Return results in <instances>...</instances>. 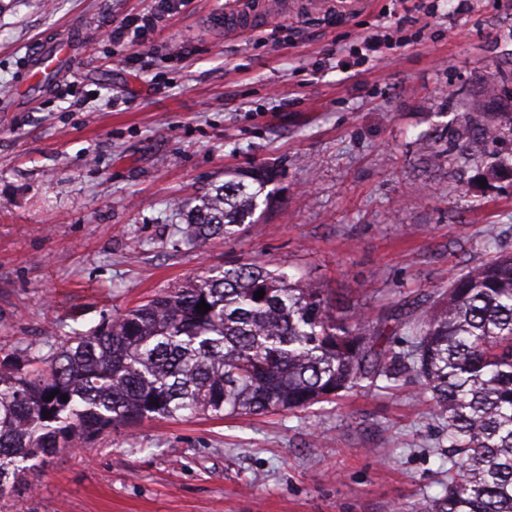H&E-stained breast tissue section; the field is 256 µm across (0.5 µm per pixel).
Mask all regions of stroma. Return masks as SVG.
Returning a JSON list of instances; mask_svg holds the SVG:
<instances>
[{
    "instance_id": "stroma-1",
    "label": "stroma",
    "mask_w": 512,
    "mask_h": 512,
    "mask_svg": "<svg viewBox=\"0 0 512 512\" xmlns=\"http://www.w3.org/2000/svg\"><path fill=\"white\" fill-rule=\"evenodd\" d=\"M225 32L224 0H0V361L41 355L235 260L279 266L395 328L489 244L512 252V0H307ZM159 19L132 39L122 19ZM77 31L61 76L17 100L25 54ZM389 36L365 63L367 35ZM353 72L345 77L340 62ZM501 91L484 100L489 82ZM274 169L240 239L186 245L176 201ZM443 426L415 380L303 411L152 420L50 459L0 512H411L442 496Z\"/></svg>"
}]
</instances>
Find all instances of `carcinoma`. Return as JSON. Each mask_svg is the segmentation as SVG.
<instances>
[{
	"label": "carcinoma",
	"instance_id": "cac0c4a2",
	"mask_svg": "<svg viewBox=\"0 0 512 512\" xmlns=\"http://www.w3.org/2000/svg\"><path fill=\"white\" fill-rule=\"evenodd\" d=\"M505 125L512 115L482 126L481 141L495 144ZM226 176L196 203L176 201L192 248L239 239L259 199L269 200L270 170ZM202 300L210 311L196 310ZM409 333L396 353L364 310L336 312L310 280L256 261L211 268L67 337L46 358L29 346L42 368L0 362V500L30 485L48 458L112 428L307 409L404 372L448 440L446 494L415 512H512V252L457 274Z\"/></svg>",
	"mask_w": 512,
	"mask_h": 512
}]
</instances>
